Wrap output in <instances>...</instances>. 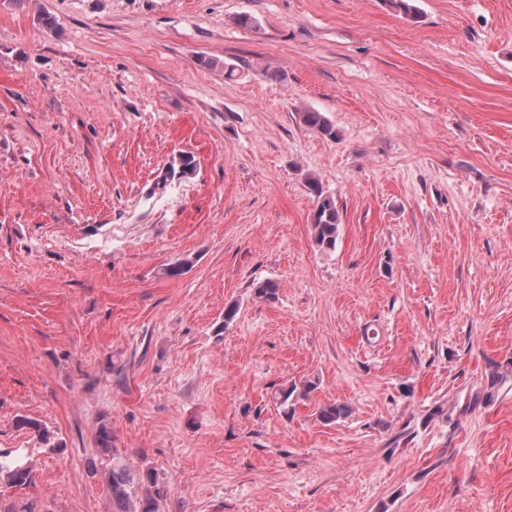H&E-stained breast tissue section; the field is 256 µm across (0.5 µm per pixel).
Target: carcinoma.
<instances>
[{
  "mask_svg": "<svg viewBox=\"0 0 512 512\" xmlns=\"http://www.w3.org/2000/svg\"><path fill=\"white\" fill-rule=\"evenodd\" d=\"M300 119L306 127L325 138L334 139L337 136L336 128L322 112L305 111L301 113ZM306 181L308 190L316 198V206L311 216L314 242L321 251L330 252L336 248L341 224L336 201L324 193L317 178L309 176ZM252 294L259 301L273 304L278 301L279 286L272 279L257 281L252 283ZM317 389L319 380L306 378L280 388L274 394V399L283 413L288 414L295 410L299 402L309 399ZM349 413L350 408L347 404L334 401L320 406L316 415L322 425L330 426L345 419ZM16 427L35 432L45 448L58 447L50 431L34 419L21 417L17 419ZM113 440L112 425L101 421L97 429L96 442L104 454L112 455L111 465L107 471V486L112 494L115 512H160V502L166 495L165 489L158 486L157 480L149 473L142 478H134L120 456L115 453ZM33 474L32 465L25 457L0 455L1 483L15 487L29 486L33 482Z\"/></svg>",
  "mask_w": 512,
  "mask_h": 512,
  "instance_id": "1",
  "label": "carcinoma"
}]
</instances>
